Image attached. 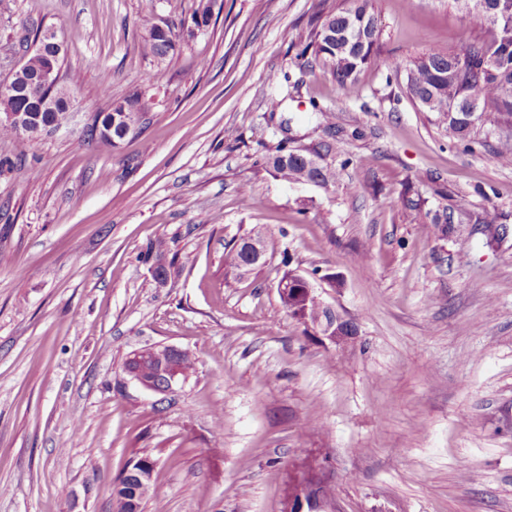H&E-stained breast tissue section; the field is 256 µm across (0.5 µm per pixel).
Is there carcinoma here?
<instances>
[{
    "label": "carcinoma",
    "mask_w": 512,
    "mask_h": 512,
    "mask_svg": "<svg viewBox=\"0 0 512 512\" xmlns=\"http://www.w3.org/2000/svg\"><path fill=\"white\" fill-rule=\"evenodd\" d=\"M456 8L466 13L471 25L479 32L473 42L461 52L432 49L409 61H394L391 68L405 72L411 98L435 119L448 133V138L470 147L471 135L477 125L512 122V0H453ZM216 0H199L191 21H168L162 25L147 13L139 20L143 30L140 44L143 54L161 64L176 50L181 41L194 39L201 29L210 25ZM378 26L369 11L368 0H358L352 10L343 8L321 12L309 32V41L300 56L311 55L328 67L344 88L353 85L356 74L373 59L378 40ZM44 65V57H28L17 82L20 94L14 100L0 102V108L21 109L30 113L43 130L56 128L67 120L70 90L56 88L57 111L42 109V95L33 88L35 79ZM118 120L112 136L129 124L139 126L144 105L137 97L120 101ZM308 154L289 149L281 141L275 153L268 157L274 172L283 180L313 183L326 187L336 183V168L309 166ZM245 262L243 241L224 250V268L237 272ZM135 471L121 475L112 486V500L116 512H135L149 498H157L162 489L155 482L141 477V473L154 465L148 455L137 458Z\"/></svg>",
    "instance_id": "cac0c4a2"
}]
</instances>
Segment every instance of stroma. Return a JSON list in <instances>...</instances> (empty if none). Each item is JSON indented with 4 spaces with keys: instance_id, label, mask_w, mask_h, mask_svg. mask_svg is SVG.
<instances>
[{
    "instance_id": "35a3bbf8",
    "label": "stroma",
    "mask_w": 512,
    "mask_h": 512,
    "mask_svg": "<svg viewBox=\"0 0 512 512\" xmlns=\"http://www.w3.org/2000/svg\"><path fill=\"white\" fill-rule=\"evenodd\" d=\"M196 3L0 0V81L52 29L75 96L60 129L0 139V512H113L144 452L163 488L144 512H280L310 454L332 512H512V156L496 151L512 126L453 143L389 68L461 51L468 17L372 0L375 56L346 89L300 39L354 0H217L154 76L140 17ZM134 94L136 133L114 149L87 137ZM283 140L338 142L320 158L335 184L275 177ZM257 228L278 249L234 278L224 248ZM159 240L176 261L163 285ZM287 268L355 336L332 343L286 312ZM157 344L195 358L167 395L124 367Z\"/></svg>"
}]
</instances>
